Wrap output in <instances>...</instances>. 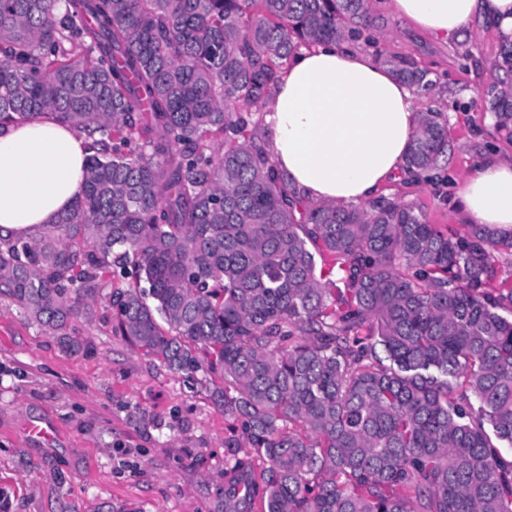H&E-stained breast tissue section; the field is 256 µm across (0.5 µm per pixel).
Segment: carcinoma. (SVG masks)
I'll return each mask as SVG.
<instances>
[{
    "label": "carcinoma",
    "instance_id": "carcinoma-1",
    "mask_svg": "<svg viewBox=\"0 0 512 512\" xmlns=\"http://www.w3.org/2000/svg\"><path fill=\"white\" fill-rule=\"evenodd\" d=\"M374 26L371 0H0V127L91 139L73 207L0 236V294L68 351L105 298L114 335L214 384L241 432L216 512H512V239L385 196L306 204L258 137L284 63ZM494 67L512 140V39ZM452 149L425 112L405 167Z\"/></svg>",
    "mask_w": 512,
    "mask_h": 512
}]
</instances>
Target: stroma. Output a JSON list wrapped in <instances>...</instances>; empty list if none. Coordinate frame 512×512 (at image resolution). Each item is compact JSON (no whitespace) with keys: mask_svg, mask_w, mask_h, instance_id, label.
<instances>
[{"mask_svg":"<svg viewBox=\"0 0 512 512\" xmlns=\"http://www.w3.org/2000/svg\"><path fill=\"white\" fill-rule=\"evenodd\" d=\"M379 48L414 58L433 91L421 108L448 115L454 152L443 180L389 182L387 197L428 221L460 228L453 179L485 153L512 157L482 97L500 36L472 25L444 43L389 19ZM91 350L68 352L0 296V494L8 512H214L224 484V441L235 424L206 381H190L112 333L105 302L92 307ZM48 425L51 439L27 433Z\"/></svg>","mask_w":512,"mask_h":512,"instance_id":"stroma-1","label":"stroma"}]
</instances>
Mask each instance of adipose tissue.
Instances as JSON below:
<instances>
[{
	"mask_svg": "<svg viewBox=\"0 0 512 512\" xmlns=\"http://www.w3.org/2000/svg\"><path fill=\"white\" fill-rule=\"evenodd\" d=\"M390 14L441 40L474 21L512 37V0H380ZM421 117L416 90L349 42L303 48L281 72L265 121L269 151L305 200L359 205L403 170ZM86 141L48 118L0 130V235L32 238L81 190ZM463 222L512 236V159L491 155L456 192Z\"/></svg>",
	"mask_w": 512,
	"mask_h": 512,
	"instance_id": "adipose-tissue-1",
	"label": "adipose tissue"
}]
</instances>
